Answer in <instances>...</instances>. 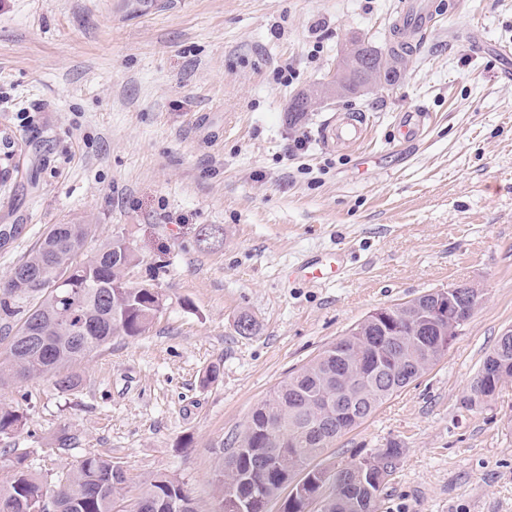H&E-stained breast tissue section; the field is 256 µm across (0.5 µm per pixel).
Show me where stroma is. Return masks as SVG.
<instances>
[{"label":"stroma","instance_id":"35a3bbf8","mask_svg":"<svg viewBox=\"0 0 512 512\" xmlns=\"http://www.w3.org/2000/svg\"><path fill=\"white\" fill-rule=\"evenodd\" d=\"M408 2L0 0V168H17L0 188V228L14 231L0 284L49 225L84 221L86 253L123 238L139 257L129 282L164 298L145 335L79 364L78 390L49 377L0 387L28 418L10 445L34 472L105 454L126 473V512L157 473L214 512L226 435L281 381L374 309L472 283L483 300L445 355L319 463L333 471L396 440L380 512H512V383L461 405L512 328V82L472 46H512V0H459L396 85L285 120L351 34L388 49ZM412 108L430 119L397 141ZM346 111L366 114L368 135L330 150L321 132ZM210 226L223 234L201 244ZM333 251L339 279L295 278ZM243 312L255 334L237 332ZM213 365L220 379L204 383ZM64 429L77 444L59 457Z\"/></svg>","mask_w":512,"mask_h":512}]
</instances>
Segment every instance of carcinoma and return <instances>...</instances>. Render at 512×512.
Here are the masks:
<instances>
[{"instance_id": "carcinoma-1", "label": "carcinoma", "mask_w": 512, "mask_h": 512, "mask_svg": "<svg viewBox=\"0 0 512 512\" xmlns=\"http://www.w3.org/2000/svg\"><path fill=\"white\" fill-rule=\"evenodd\" d=\"M93 224H52L16 265L15 278L0 286V385L34 375L50 376L62 393L83 382L79 362L114 336H141L163 309L162 294L133 286L127 271L136 256L120 238L82 256ZM432 289L406 302L380 307L327 345L252 410L241 430L227 435L218 471L215 512H268L269 503L291 488L282 512H307L322 499L321 512H379L388 478L402 446L391 441L376 453L353 459L333 474L312 465L338 438L436 363L479 302L452 322L430 323L427 311L447 300ZM512 376V335L497 340L472 377L462 407L486 401L490 376ZM27 418L0 405V441L20 433ZM0 512H115L127 477L112 458L82 457L56 473V483L30 470L15 448H0ZM140 512H198L184 484L158 473L137 499Z\"/></svg>"}]
</instances>
